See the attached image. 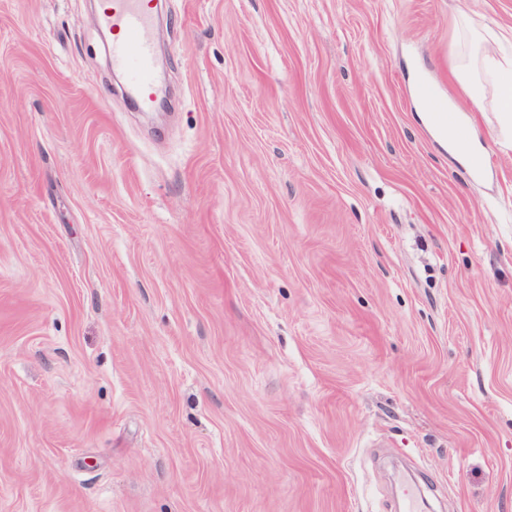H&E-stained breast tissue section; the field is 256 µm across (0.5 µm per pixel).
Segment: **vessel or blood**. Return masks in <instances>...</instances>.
Masks as SVG:
<instances>
[{"label": "vessel or blood", "instance_id": "vessel-or-blood-1", "mask_svg": "<svg viewBox=\"0 0 512 512\" xmlns=\"http://www.w3.org/2000/svg\"><path fill=\"white\" fill-rule=\"evenodd\" d=\"M101 3L99 22L111 34L108 49L112 68L124 76L136 105L150 109L155 99L156 58L150 0H101ZM429 118L439 137H453L461 146L470 144L468 128L449 112L445 100H431Z\"/></svg>", "mask_w": 512, "mask_h": 512}]
</instances>
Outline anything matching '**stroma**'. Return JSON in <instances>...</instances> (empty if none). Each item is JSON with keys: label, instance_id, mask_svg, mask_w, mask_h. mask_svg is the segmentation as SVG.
I'll list each match as a JSON object with an SVG mask.
<instances>
[{"label": "stroma", "instance_id": "1", "mask_svg": "<svg viewBox=\"0 0 512 512\" xmlns=\"http://www.w3.org/2000/svg\"><path fill=\"white\" fill-rule=\"evenodd\" d=\"M0 0V512H512V0ZM452 99L484 180L434 135ZM99 22L112 37V70L122 74L136 105L150 109L155 99L154 15L150 0H101ZM466 19L467 15L461 13L454 27L457 39L466 38L470 48L450 61L449 70L464 94L477 105L484 98L488 83L493 82L498 112L512 137V58L498 59L492 55L484 47L488 40L483 35L467 31Z\"/></svg>", "mask_w": 512, "mask_h": 512}]
</instances>
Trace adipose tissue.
I'll use <instances>...</instances> for the list:
<instances>
[{
	"label": "adipose tissue",
	"mask_w": 512,
	"mask_h": 512,
	"mask_svg": "<svg viewBox=\"0 0 512 512\" xmlns=\"http://www.w3.org/2000/svg\"><path fill=\"white\" fill-rule=\"evenodd\" d=\"M454 27L456 36L467 38L470 48L450 61L453 78L476 104L484 98L487 87H494L501 120L512 134V59L496 58L485 49V37L467 30L465 16H458Z\"/></svg>",
	"instance_id": "ef3b65f1"
}]
</instances>
